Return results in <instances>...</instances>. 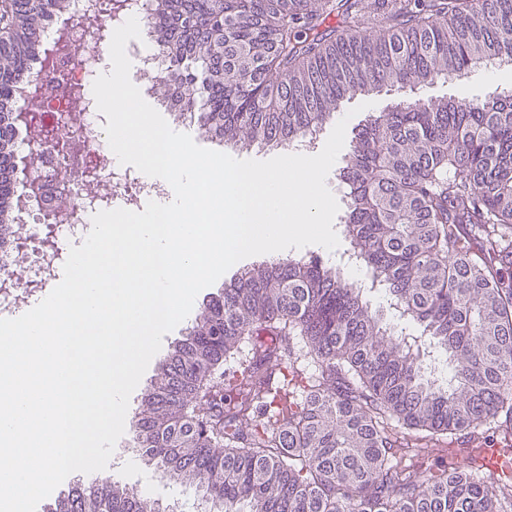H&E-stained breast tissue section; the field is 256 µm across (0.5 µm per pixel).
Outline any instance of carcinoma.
<instances>
[{
  "label": "carcinoma",
  "mask_w": 512,
  "mask_h": 512,
  "mask_svg": "<svg viewBox=\"0 0 512 512\" xmlns=\"http://www.w3.org/2000/svg\"><path fill=\"white\" fill-rule=\"evenodd\" d=\"M69 8L20 0L0 12L21 29L0 40V242L17 128L47 136L37 90L21 116L16 84L49 65L41 32ZM150 16L166 49L153 94L239 150L288 148L354 96L414 97L368 116L339 173L340 233L367 284L293 252L242 272L202 304L141 397V460L195 487L207 512H512V473L465 467L460 448L436 469L402 463L425 453L418 433L476 436L491 423L487 451L512 462V95L417 97L512 60V0H391L368 33L370 0H153ZM377 295L389 316L372 308ZM293 337L318 375L300 376L282 350ZM243 342L251 360L224 368ZM49 512L171 508L104 478Z\"/></svg>",
  "instance_id": "obj_1"
}]
</instances>
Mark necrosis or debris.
<instances>
[{
    "instance_id": "1",
    "label": "necrosis or debris",
    "mask_w": 512,
    "mask_h": 512,
    "mask_svg": "<svg viewBox=\"0 0 512 512\" xmlns=\"http://www.w3.org/2000/svg\"><path fill=\"white\" fill-rule=\"evenodd\" d=\"M112 0H71L67 14L57 18L45 30L43 39L61 41L70 47L53 70L42 73L46 90L45 110L55 123L54 133L61 136L74 130L83 132L104 172L112 178V197L123 208L139 210L143 201L164 197V183L151 181L131 171H120L113 162L101 114L96 106L72 109L70 87H88L92 67L110 59L104 35L113 31ZM20 141L34 153L38 171L19 165L14 236L10 246L0 250V318H12L30 307L37 295L59 275L72 246L84 241L98 207L91 203L92 188L81 176L69 184V197L57 201L53 182L44 172L61 167L62 158L49 143L28 136Z\"/></svg>"
}]
</instances>
